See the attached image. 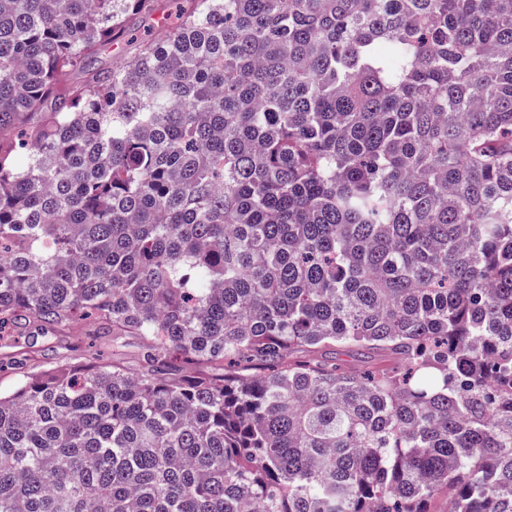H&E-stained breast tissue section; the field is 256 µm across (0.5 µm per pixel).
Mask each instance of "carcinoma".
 <instances>
[{
  "label": "carcinoma",
  "mask_w": 512,
  "mask_h": 512,
  "mask_svg": "<svg viewBox=\"0 0 512 512\" xmlns=\"http://www.w3.org/2000/svg\"><path fill=\"white\" fill-rule=\"evenodd\" d=\"M169 2L0 0V342L147 364L0 395V512H512V0ZM101 351L102 359L107 363L122 366L128 372H140L145 367V343L140 336H122L113 338L112 335L104 336L97 343ZM318 359L341 363L356 370H365L383 367L391 363L387 357L367 354L362 351L342 353L335 350H325L317 354Z\"/></svg>",
  "instance_id": "obj_1"
}]
</instances>
